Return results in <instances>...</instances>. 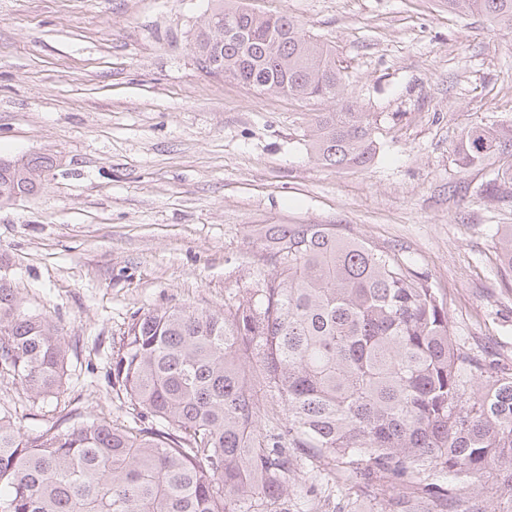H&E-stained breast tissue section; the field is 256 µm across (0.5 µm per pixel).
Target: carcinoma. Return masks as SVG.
<instances>
[{"instance_id":"carcinoma-1","label":"carcinoma","mask_w":512,"mask_h":512,"mask_svg":"<svg viewBox=\"0 0 512 512\" xmlns=\"http://www.w3.org/2000/svg\"><path fill=\"white\" fill-rule=\"evenodd\" d=\"M447 2L512 24V0ZM193 48L260 93L326 104L304 130L322 165L374 159L380 119L299 21L220 0ZM453 153L462 170L500 158L486 192L512 196V125H475ZM498 235L512 279V224ZM259 243L270 271L224 311L174 307L128 327L112 387L152 425L101 418L26 438L0 405V512H288L305 463L341 472L384 512H482L485 491L493 512H512V369L457 344L429 277L340 224H266ZM68 360L56 325L0 281V377L46 397Z\"/></svg>"}]
</instances>
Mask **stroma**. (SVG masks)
<instances>
[{
  "mask_svg": "<svg viewBox=\"0 0 512 512\" xmlns=\"http://www.w3.org/2000/svg\"><path fill=\"white\" fill-rule=\"evenodd\" d=\"M246 2L299 20L345 61L352 100L386 118L371 165H320L303 139L317 104L199 65L214 0H0V158L56 160L37 195L0 206V277L70 346L57 395L0 381L25 433L132 424L112 390L124 332L173 306L223 310L263 272L266 224H344L396 250L444 295L460 346L512 367L497 258L512 199L485 194L497 158L463 170L452 153L470 126L512 124V26L445 0ZM288 512L381 510L321 474Z\"/></svg>",
  "mask_w": 512,
  "mask_h": 512,
  "instance_id": "obj_1",
  "label": "stroma"
}]
</instances>
